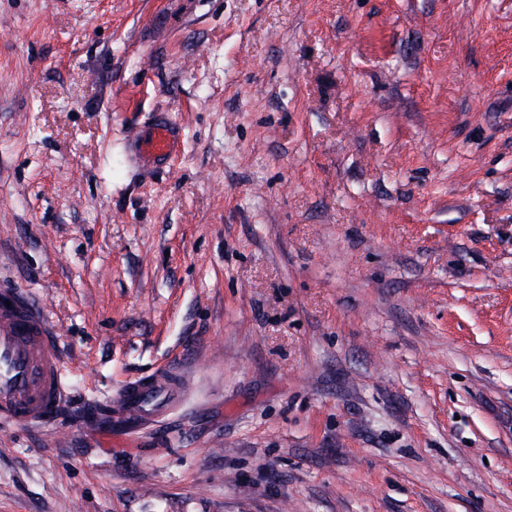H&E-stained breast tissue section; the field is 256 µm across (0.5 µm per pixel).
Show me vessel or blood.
I'll list each match as a JSON object with an SVG mask.
<instances>
[{"label": "vessel or blood", "instance_id": "b4317fda", "mask_svg": "<svg viewBox=\"0 0 512 512\" xmlns=\"http://www.w3.org/2000/svg\"><path fill=\"white\" fill-rule=\"evenodd\" d=\"M182 128L168 113H155L127 141L132 158L162 169L178 152ZM68 369L48 317L21 302L15 291L0 289V420L25 427L45 426L68 402ZM177 388L175 373L128 381L104 399L90 401L87 415L117 414L135 424L154 419Z\"/></svg>", "mask_w": 512, "mask_h": 512}]
</instances>
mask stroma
<instances>
[{"mask_svg": "<svg viewBox=\"0 0 512 512\" xmlns=\"http://www.w3.org/2000/svg\"><path fill=\"white\" fill-rule=\"evenodd\" d=\"M1 286L74 397L0 512H512V0H0ZM182 128L166 112H157L144 129L134 132L127 140L131 157L142 166L162 169L178 152ZM178 374V370H173L148 382L130 380L104 399L90 401L86 414L88 417L94 416L103 409L111 420L113 411L118 418L130 424L152 420L162 412L165 401L176 390Z\"/></svg>", "mask_w": 512, "mask_h": 512, "instance_id": "35a3bbf8", "label": "stroma"}]
</instances>
